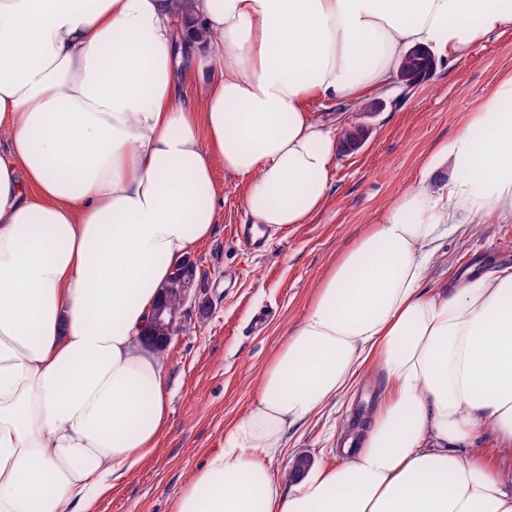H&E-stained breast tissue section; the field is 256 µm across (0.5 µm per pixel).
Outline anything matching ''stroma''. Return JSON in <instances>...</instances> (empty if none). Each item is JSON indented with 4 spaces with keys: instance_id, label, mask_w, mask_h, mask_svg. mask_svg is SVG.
Returning <instances> with one entry per match:
<instances>
[{
    "instance_id": "stroma-1",
    "label": "stroma",
    "mask_w": 512,
    "mask_h": 512,
    "mask_svg": "<svg viewBox=\"0 0 512 512\" xmlns=\"http://www.w3.org/2000/svg\"><path fill=\"white\" fill-rule=\"evenodd\" d=\"M512 73V28L487 35L370 121L361 149L338 152L322 208L307 223L270 233L256 252L234 237L246 212L243 189L215 162L220 222L193 252L208 310L175 337L167 357L168 416L151 449L96 512H170L174 496L207 454L224 446L228 424L243 414L267 363L306 312L321 277L340 253L377 223L385 206L412 186L422 163L453 137L466 117ZM512 266V222L483 224L468 240L442 241L424 281L431 288L483 263ZM378 373L364 376L336 408L301 425L272 463L287 470L298 455L326 467L343 460L349 426L361 424L383 390Z\"/></svg>"
}]
</instances>
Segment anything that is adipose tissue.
<instances>
[{
    "label": "adipose tissue",
    "instance_id": "1",
    "mask_svg": "<svg viewBox=\"0 0 512 512\" xmlns=\"http://www.w3.org/2000/svg\"><path fill=\"white\" fill-rule=\"evenodd\" d=\"M0 0V512H95L167 419L157 293L218 222L213 164L273 232L324 203L335 120L404 54L453 59L512 0ZM212 73L188 101L180 73ZM346 249L171 512H512V266L425 290L441 241L512 221V74ZM383 395L303 476L289 432ZM490 435L486 448L474 441ZM306 107L311 112H332V114L339 115L341 119L336 123L338 129L337 138H339L338 133H340L341 128L354 120V112L357 108L355 105H341L321 100H310L307 102Z\"/></svg>",
    "mask_w": 512,
    "mask_h": 512
}]
</instances>
